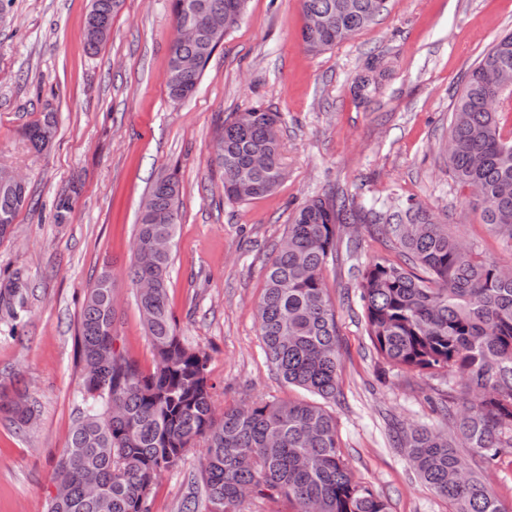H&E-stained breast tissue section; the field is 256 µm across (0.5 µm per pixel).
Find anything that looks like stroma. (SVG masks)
I'll return each mask as SVG.
<instances>
[{"label":"stroma","mask_w":512,"mask_h":512,"mask_svg":"<svg viewBox=\"0 0 512 512\" xmlns=\"http://www.w3.org/2000/svg\"><path fill=\"white\" fill-rule=\"evenodd\" d=\"M90 0H6L0 8V166L25 176L31 205L0 241V285L25 304L0 305V394L25 395L33 424L0 412V512H48L53 473L81 408L80 308L102 271L112 275L116 345L152 371L128 279L140 204L175 174L181 193L168 278L181 336L208 356L217 409L301 397L269 362L257 304L265 269L296 208L346 197L354 208L415 200L489 257L507 251L453 182L448 117L467 73L512 30V0H390L375 23L320 54L306 51L302 0H249L212 55L195 92L175 101L166 74L172 0H122L98 51L83 35ZM380 90L367 104L351 88L367 56ZM261 103L279 112L287 177L267 196H224L211 145L226 120ZM56 115L52 146L34 152L24 129ZM69 207L58 211L60 196ZM356 254L325 271L340 340L335 417L354 480L390 512H451L388 443L390 422L438 425L428 382L382 364L365 330L358 267L390 250L369 225H345ZM202 447L153 486L150 512H182L201 492Z\"/></svg>","instance_id":"obj_1"}]
</instances>
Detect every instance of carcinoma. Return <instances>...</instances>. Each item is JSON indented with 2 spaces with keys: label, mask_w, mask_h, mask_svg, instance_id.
I'll return each instance as SVG.
<instances>
[{
  "label": "carcinoma",
  "mask_w": 512,
  "mask_h": 512,
  "mask_svg": "<svg viewBox=\"0 0 512 512\" xmlns=\"http://www.w3.org/2000/svg\"><path fill=\"white\" fill-rule=\"evenodd\" d=\"M199 14H224L247 0H194ZM120 0H91L84 40L96 50L107 41L90 30L97 16L107 25ZM302 40L307 51H325L365 29L388 9V0H302ZM221 40L186 42L172 48L169 73L179 56L201 58V69L167 86L173 100L191 96ZM512 72V32L493 41L468 72L455 96L448 139L455 148L448 172L462 188L477 186L473 199L483 223L512 243V99L489 108L498 77ZM378 62L367 61L352 86L364 102L378 86ZM279 115L253 105L224 123L215 162L224 195L247 201L272 193L283 169ZM57 125L52 112L29 124L25 136L43 148L41 130ZM269 157V168H249L252 155ZM156 179L149 188L154 212L172 223L139 217L129 277L156 287L136 296L155 364L145 373L115 345L112 277L102 272L87 289L78 343L83 409L57 462L58 495L49 512H150L158 476L175 466L198 441L205 443L201 469L207 504L219 512H243L256 498L283 497L296 512H388L386 500L356 482L341 451L336 418L325 403L339 393L340 353L335 310L324 271L336 260L339 227L360 220L381 230L403 256L377 258L358 269L367 336L389 366L417 376L448 377L441 400L445 429L398 423L392 447L412 461L418 476L454 512H505L482 477L461 456L470 448L492 466L512 455V274L472 243H466L411 199L392 210L369 208L356 218L348 200L311 199L288 224V248L276 249L267 266L257 306L267 358L282 381L314 399L258 401L215 414L208 358L180 336L171 314L167 282L171 254H157L156 239L175 238L180 184ZM29 204L28 191L0 187V217L15 224ZM19 431L32 425L34 407L20 397L8 410ZM94 476L100 495L90 497Z\"/></svg>",
  "instance_id": "cac0c4a2"
}]
</instances>
